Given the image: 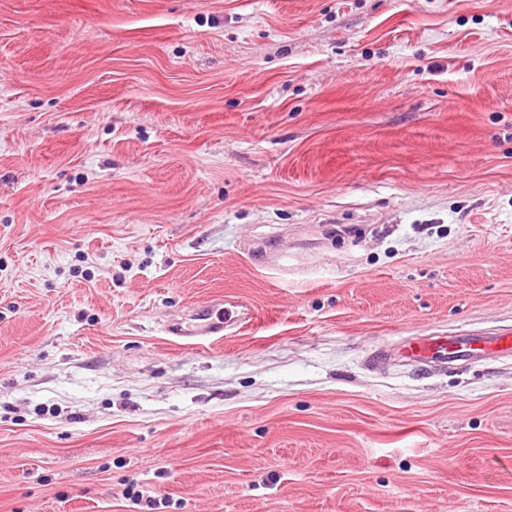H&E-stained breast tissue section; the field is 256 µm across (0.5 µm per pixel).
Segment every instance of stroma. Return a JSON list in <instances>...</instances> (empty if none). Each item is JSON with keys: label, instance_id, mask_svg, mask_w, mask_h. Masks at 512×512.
<instances>
[{"label": "stroma", "instance_id": "stroma-1", "mask_svg": "<svg viewBox=\"0 0 512 512\" xmlns=\"http://www.w3.org/2000/svg\"><path fill=\"white\" fill-rule=\"evenodd\" d=\"M506 327L512 0H0V512H512V358L371 360ZM230 304L234 311L229 317L219 314L218 307ZM255 310L250 302L239 297L217 296L194 306L187 317L172 319L166 324L169 336L180 340H216L239 325L251 322Z\"/></svg>", "mask_w": 512, "mask_h": 512}]
</instances>
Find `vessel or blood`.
I'll list each match as a JSON object with an SVG mask.
<instances>
[{"mask_svg": "<svg viewBox=\"0 0 512 512\" xmlns=\"http://www.w3.org/2000/svg\"><path fill=\"white\" fill-rule=\"evenodd\" d=\"M230 304L234 312L223 316L219 308ZM255 310L246 299L218 296L194 306L189 315L169 321L165 331L180 340H216L239 325L251 322ZM400 357L419 363L464 360L478 354L494 353L512 356V332H500L491 336H435L420 342L401 344Z\"/></svg>", "mask_w": 512, "mask_h": 512, "instance_id": "obj_1", "label": "vessel or blood"}]
</instances>
